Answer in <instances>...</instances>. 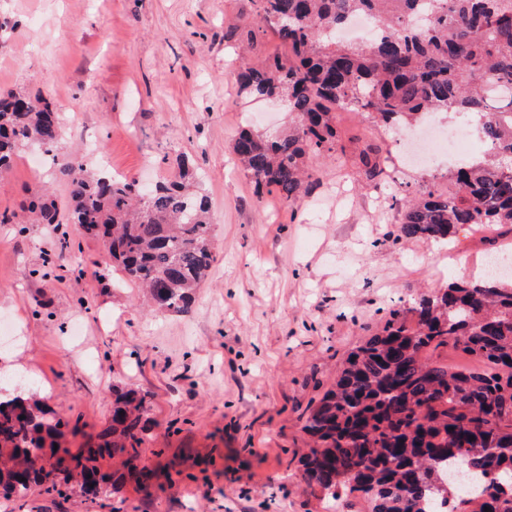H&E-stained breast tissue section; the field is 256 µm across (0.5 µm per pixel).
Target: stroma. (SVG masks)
I'll return each instance as SVG.
<instances>
[{
  "label": "stroma",
  "instance_id": "35a3bbf8",
  "mask_svg": "<svg viewBox=\"0 0 512 512\" xmlns=\"http://www.w3.org/2000/svg\"><path fill=\"white\" fill-rule=\"evenodd\" d=\"M0 90L54 100L64 154L148 185L182 159L209 200L211 274L188 311L145 306L119 282L99 241L78 224H0V373H27L45 402L69 411L85 435L112 414V390L148 393L147 486L125 482L123 512H326L303 476L310 403L347 354L420 292L472 279L488 256L476 228L448 246L393 242L397 200L449 191L450 165L368 180L364 143L398 160L401 134L354 112L336 117L343 151L311 161L309 191L284 201L256 192L233 142L243 126L264 137L288 129L287 102L258 106L238 74L260 53L287 48L254 0H0ZM247 27L257 45L247 48ZM21 150L0 180V213L24 215L32 192L66 208L68 186L50 165L32 171ZM0 512H110L76 491L0 499Z\"/></svg>",
  "mask_w": 512,
  "mask_h": 512
}]
</instances>
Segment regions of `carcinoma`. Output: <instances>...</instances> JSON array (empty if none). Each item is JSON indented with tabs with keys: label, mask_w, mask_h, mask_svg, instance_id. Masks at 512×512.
<instances>
[{
	"label": "carcinoma",
	"mask_w": 512,
	"mask_h": 512,
	"mask_svg": "<svg viewBox=\"0 0 512 512\" xmlns=\"http://www.w3.org/2000/svg\"><path fill=\"white\" fill-rule=\"evenodd\" d=\"M258 16L288 53L269 55L239 74L248 95L288 102L298 123L274 138L244 127L233 152L257 189L286 201L308 189V163L336 154V113L367 114L412 126L428 114L479 118L488 159L448 174L447 193L424 189L401 203L396 239L448 242L479 224L512 231V0H257ZM361 11L381 25L370 47L336 40V28ZM64 121L43 96L0 94V171L34 146L56 159L69 185L66 214L44 194L30 198L39 224H80L118 264L122 280L165 295L172 312L190 306L214 255L207 199L191 191L197 172L182 162L174 179L143 191L134 180L58 159ZM365 175L383 174L377 151L359 153ZM415 325L389 311L382 328L351 351L336 381L309 408L305 479L330 512L355 494L369 512H512V279L451 282L410 302ZM453 345L466 358L450 364ZM147 395L114 391L110 424L76 451L79 427L36 394L0 397V497L63 493L73 483L85 500L108 497L98 463L124 458L143 476L149 440ZM471 481L449 482L450 470Z\"/></svg>",
	"instance_id": "obj_1"
}]
</instances>
